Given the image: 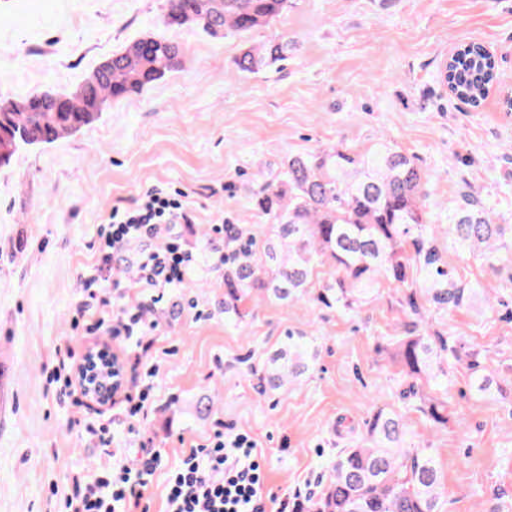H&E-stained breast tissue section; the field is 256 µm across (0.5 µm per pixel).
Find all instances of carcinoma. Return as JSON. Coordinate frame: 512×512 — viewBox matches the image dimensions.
<instances>
[{"label": "carcinoma", "instance_id": "obj_1", "mask_svg": "<svg viewBox=\"0 0 512 512\" xmlns=\"http://www.w3.org/2000/svg\"><path fill=\"white\" fill-rule=\"evenodd\" d=\"M288 0H170L163 23L178 29L194 23L210 34H241L281 15ZM182 49L173 39L145 37L112 55L73 94L44 91L10 102L0 112V132L12 148L51 143L79 130L114 98L138 91L178 69ZM288 60V43L268 42L244 50L236 67L255 74ZM445 81L454 97L476 108L497 80L494 56L480 43L461 45L448 57ZM425 173L416 158L384 137L355 150L316 148L290 154L281 171L260 185L257 206L266 223L235 227L224 236V323L238 325L243 306L260 293L272 303L306 298L343 314L366 303L380 281L401 290L409 308L399 341L400 371L425 380L433 393L418 396V409L437 425L448 424V358L461 361L447 341L431 336L426 309L445 312L467 306L489 288L465 281L444 261L440 238L461 253L512 263V224H499L494 208L468 193L442 224L422 204ZM328 277L319 279V267ZM423 298L424 304L418 303ZM314 353L303 337L289 335L264 353L260 381L279 390L310 369ZM405 419L376 414L353 448L328 461L320 493L297 504V512H441L437 462L422 443H405Z\"/></svg>", "mask_w": 512, "mask_h": 512}]
</instances>
